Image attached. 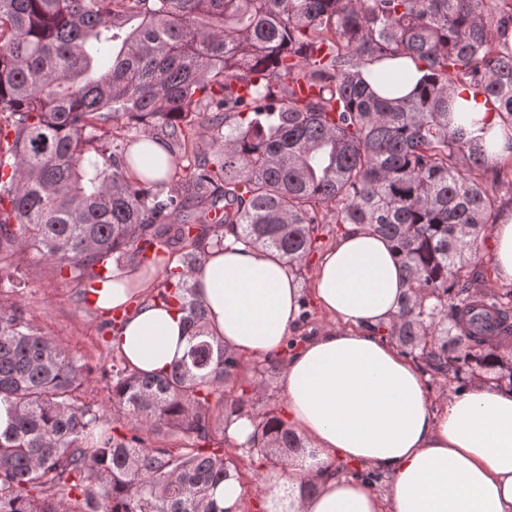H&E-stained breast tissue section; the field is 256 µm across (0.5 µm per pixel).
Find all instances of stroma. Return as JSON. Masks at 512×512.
<instances>
[{"label": "stroma", "instance_id": "obj_1", "mask_svg": "<svg viewBox=\"0 0 512 512\" xmlns=\"http://www.w3.org/2000/svg\"><path fill=\"white\" fill-rule=\"evenodd\" d=\"M13 270V279L19 284L15 297L25 317L90 368L92 385L87 397L103 401L117 353L109 345L111 333L104 328L100 312L82 299L83 281L67 273L58 274L54 265L41 262L37 252L28 250L15 258ZM265 365L262 359L243 365L237 382L247 389L255 380H264L265 387L254 400L255 408L284 411L283 373L266 371Z\"/></svg>", "mask_w": 512, "mask_h": 512}]
</instances>
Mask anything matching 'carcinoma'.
Wrapping results in <instances>:
<instances>
[{"instance_id": "obj_1", "label": "carcinoma", "mask_w": 512, "mask_h": 512, "mask_svg": "<svg viewBox=\"0 0 512 512\" xmlns=\"http://www.w3.org/2000/svg\"><path fill=\"white\" fill-rule=\"evenodd\" d=\"M511 29L512 0H0V283L29 247L91 284L111 261L153 269L189 336L164 374L112 367L96 409L86 366L1 301L0 512H225L234 416L251 457L288 465L304 443L226 389L240 361L194 275L228 235L302 267L322 205L391 241L409 293L389 336L442 376L461 362L512 388V296L469 293L489 158L451 127L458 87L512 126ZM397 56L425 80L381 98L362 70ZM145 138L169 155L160 179L133 169ZM164 430L178 447L152 443ZM252 431L253 427L251 421L246 416L240 418L234 417L226 428L227 435L233 438L239 445L247 441ZM227 435L224 434V448H229L230 450L238 448L239 446L230 440Z\"/></svg>"}]
</instances>
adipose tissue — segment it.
Listing matches in <instances>:
<instances>
[{
  "label": "adipose tissue",
  "instance_id": "1",
  "mask_svg": "<svg viewBox=\"0 0 512 512\" xmlns=\"http://www.w3.org/2000/svg\"><path fill=\"white\" fill-rule=\"evenodd\" d=\"M384 73L400 83L381 84ZM424 73L407 58L363 71L389 97L411 93ZM455 106L456 123L485 129L490 160L512 154V132L481 99L467 93ZM493 236L495 276L512 285V206ZM196 281L210 330L246 362L278 352L299 327L306 293L335 320L283 370L287 423L307 443L288 461L291 512H512V392L473 383L433 411L422 374L383 335L409 291L388 240L349 225L308 291L285 260L229 237L207 253ZM154 284L153 274L116 269L95 303L133 305L112 344L131 369L162 374L181 360L188 337L181 313L148 299ZM341 463L385 475L386 491L336 472Z\"/></svg>",
  "mask_w": 512,
  "mask_h": 512
}]
</instances>
